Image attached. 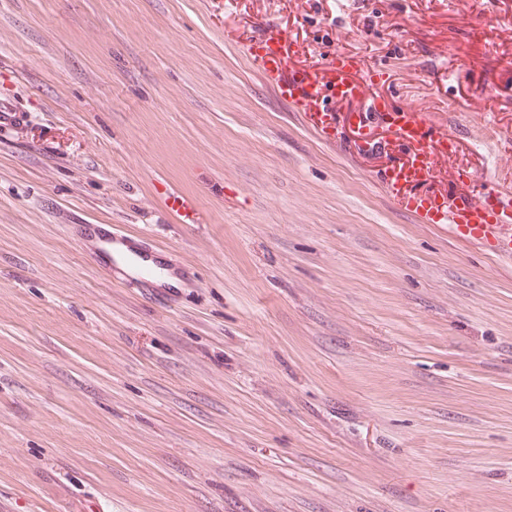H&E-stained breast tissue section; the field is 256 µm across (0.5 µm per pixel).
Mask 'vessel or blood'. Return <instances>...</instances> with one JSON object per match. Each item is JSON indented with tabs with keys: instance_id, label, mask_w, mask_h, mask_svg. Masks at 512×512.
<instances>
[{
	"instance_id": "1",
	"label": "vessel or blood",
	"mask_w": 512,
	"mask_h": 512,
	"mask_svg": "<svg viewBox=\"0 0 512 512\" xmlns=\"http://www.w3.org/2000/svg\"><path fill=\"white\" fill-rule=\"evenodd\" d=\"M292 54V42L274 26L262 50L251 51L249 57L276 81L280 94L303 113L310 127L329 136L336 127V104L360 100L364 90L352 78L350 64L292 71L288 68ZM382 122L394 125L397 132L388 151L390 164L378 177L388 199L412 210L424 223L448 225L454 235L488 254L512 260V201L500 197L491 204L466 195L419 194V186L434 176L439 159L447 155L446 134L434 131L406 105L380 111L369 104L358 114L359 126Z\"/></svg>"
}]
</instances>
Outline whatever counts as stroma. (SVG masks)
<instances>
[{
    "mask_svg": "<svg viewBox=\"0 0 512 512\" xmlns=\"http://www.w3.org/2000/svg\"><path fill=\"white\" fill-rule=\"evenodd\" d=\"M273 24L512 198V0H0V512H512V264L307 126ZM118 257L125 258L129 261V263L134 267L136 270L149 268L154 272L159 273L160 270H162V274L159 279V284L166 285V286H172V287H179L180 281L179 278L175 275H173L168 270L164 269L163 267L159 266L158 263L161 262V259L142 255V256H135L132 255L129 250L126 249V247L118 246L116 253Z\"/></svg>",
    "mask_w": 512,
    "mask_h": 512,
    "instance_id": "35a3bbf8",
    "label": "stroma"
}]
</instances>
